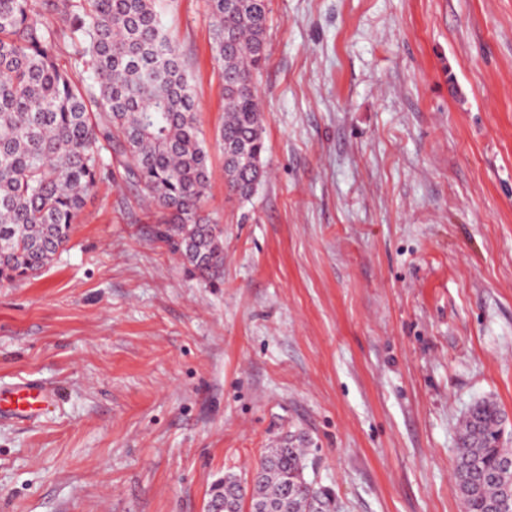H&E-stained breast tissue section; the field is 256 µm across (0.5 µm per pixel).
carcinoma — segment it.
Segmentation results:
<instances>
[{
    "instance_id": "cac0c4a2",
    "label": "carcinoma",
    "mask_w": 512,
    "mask_h": 512,
    "mask_svg": "<svg viewBox=\"0 0 512 512\" xmlns=\"http://www.w3.org/2000/svg\"><path fill=\"white\" fill-rule=\"evenodd\" d=\"M209 4L224 85V179L248 199L266 173L253 78L266 61L268 0ZM80 68L88 79H73ZM196 109L158 0H0V287L37 275L67 245L87 196L110 173L104 149L155 206L160 238L195 275L214 277L224 230L202 214L209 172ZM491 404L476 403L461 424L454 478L464 512L492 503L512 512L497 479L512 448ZM305 471L306 449L290 438L267 449L250 481L228 474L211 495L224 494V512H240L246 496L262 512H330L331 496Z\"/></svg>"
}]
</instances>
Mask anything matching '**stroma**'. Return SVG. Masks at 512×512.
<instances>
[{
	"label": "stroma",
	"mask_w": 512,
	"mask_h": 512,
	"mask_svg": "<svg viewBox=\"0 0 512 512\" xmlns=\"http://www.w3.org/2000/svg\"><path fill=\"white\" fill-rule=\"evenodd\" d=\"M224 266L193 274L113 168L52 265L0 288V512H203L302 438L338 512H461L476 401L512 443V0H269V176L224 181L207 0H163ZM53 402L43 386L21 381L8 392L0 391V417L23 418L41 413Z\"/></svg>",
	"instance_id": "obj_1"
}]
</instances>
